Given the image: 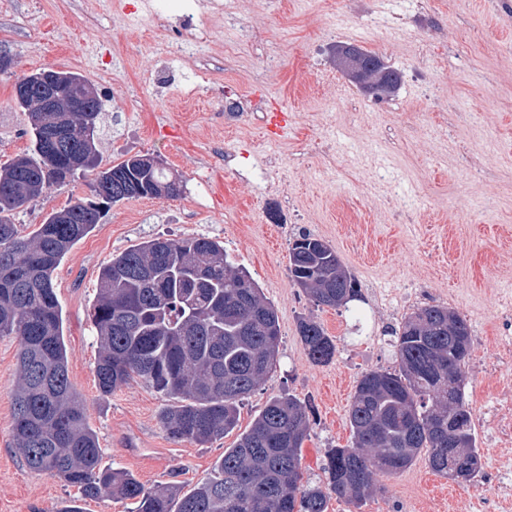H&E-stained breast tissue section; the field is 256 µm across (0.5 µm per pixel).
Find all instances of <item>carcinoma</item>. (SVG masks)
Instances as JSON below:
<instances>
[{"mask_svg": "<svg viewBox=\"0 0 512 512\" xmlns=\"http://www.w3.org/2000/svg\"><path fill=\"white\" fill-rule=\"evenodd\" d=\"M336 66L367 95L395 92L401 72L356 44L336 47ZM26 112L31 148L0 170V336L17 339L12 438L30 470L78 488L132 500L135 512H326L330 495L357 510L394 475L427 454L441 475L463 483L481 473V455L465 399L471 356L467 320L428 305L389 331L398 370L361 374L348 418L351 444L327 452L326 485L303 481L300 453L311 407L293 395L270 397L236 444L224 449L217 475L189 492L175 484L147 487L133 474L101 465V448L70 381L64 320L53 274L90 234L106 209L124 200L172 199L180 181L152 157L101 167L100 95L84 112H48L38 125ZM88 172L101 205L79 200L48 213L24 235L15 216L47 188ZM295 285L317 306L349 309L360 298L355 276L324 240L304 233L289 247ZM98 341L95 375L103 396L137 378L170 401L159 423L174 441L205 445L232 432L240 403L264 383L279 352V318L246 270L212 238H154L112 256L99 273L91 311ZM308 359L330 363L336 345L312 316L299 322Z\"/></svg>", "mask_w": 512, "mask_h": 512, "instance_id": "cac0c4a2", "label": "carcinoma"}]
</instances>
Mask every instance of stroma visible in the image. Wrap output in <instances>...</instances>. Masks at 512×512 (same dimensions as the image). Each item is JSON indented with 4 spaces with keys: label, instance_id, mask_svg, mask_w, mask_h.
I'll return each mask as SVG.
<instances>
[{
    "label": "stroma",
    "instance_id": "1",
    "mask_svg": "<svg viewBox=\"0 0 512 512\" xmlns=\"http://www.w3.org/2000/svg\"><path fill=\"white\" fill-rule=\"evenodd\" d=\"M144 0H0V167L27 150L14 103L19 76L54 68L86 76L105 110V165L159 157L183 182L174 199H132L106 213L64 257L53 284L62 308L70 380L96 433L103 466L145 486L191 489L214 475L234 436L200 446L168 438L165 398L133 381L100 396L97 336L89 318L101 267L154 237L208 235L247 269L276 308L281 343L264 385L241 405L247 428L269 397L313 409L301 450L306 481L325 484L328 449L349 444L348 409L362 372L397 369L388 328L427 305L464 317L473 339L465 396L483 465L477 481L435 475L426 458L378 475L358 512H512L498 497L512 479V443L498 429L512 409V0H223L209 54L154 70L168 33ZM350 42L403 74L375 100L336 67ZM209 78H201L200 69ZM90 176L49 187L17 223L90 196ZM310 232L355 276L349 310L316 306L292 282L290 241ZM312 316L336 344L326 365L307 358L298 323ZM18 343L0 337V512H132L133 504L32 473L12 446Z\"/></svg>",
    "mask_w": 512,
    "mask_h": 512
}]
</instances>
